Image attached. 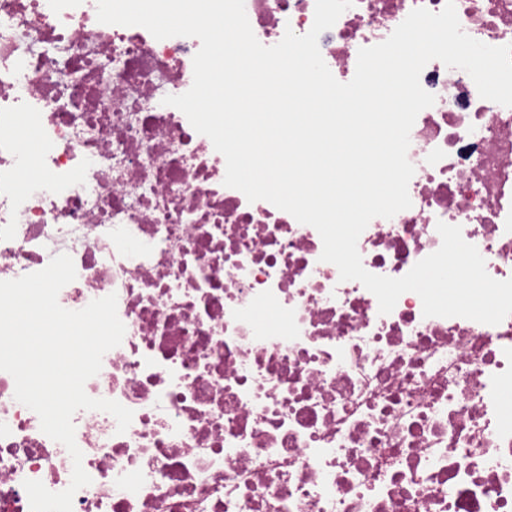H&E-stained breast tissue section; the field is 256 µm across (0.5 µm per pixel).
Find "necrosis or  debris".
Wrapping results in <instances>:
<instances>
[{"label":"necrosis or debris","mask_w":512,"mask_h":512,"mask_svg":"<svg viewBox=\"0 0 512 512\" xmlns=\"http://www.w3.org/2000/svg\"><path fill=\"white\" fill-rule=\"evenodd\" d=\"M445 4L354 0L321 55L348 82L360 48ZM455 7L472 38L512 44V0ZM245 10L272 46L310 30L315 0ZM199 48L100 23L97 0H0V281L68 254L60 305L116 294L126 328L85 391L133 419L74 414L91 482L72 512H512V315L427 318L413 292L380 313L314 227L226 187L224 156L163 102ZM420 83L436 101L410 133L412 205L370 221L363 266L404 276L443 222L512 279V107L437 60ZM14 391L0 371V512H30L24 481L63 491L73 464Z\"/></svg>","instance_id":"1"}]
</instances>
